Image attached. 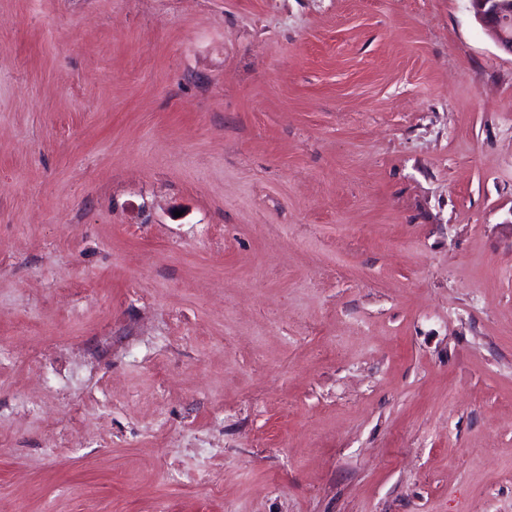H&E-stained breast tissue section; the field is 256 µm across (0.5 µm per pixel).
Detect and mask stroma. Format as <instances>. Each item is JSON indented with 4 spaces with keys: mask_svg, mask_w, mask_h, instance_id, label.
Returning <instances> with one entry per match:
<instances>
[{
    "mask_svg": "<svg viewBox=\"0 0 512 512\" xmlns=\"http://www.w3.org/2000/svg\"><path fill=\"white\" fill-rule=\"evenodd\" d=\"M0 512H512L468 0H0Z\"/></svg>",
    "mask_w": 512,
    "mask_h": 512,
    "instance_id": "obj_1",
    "label": "stroma"
}]
</instances>
